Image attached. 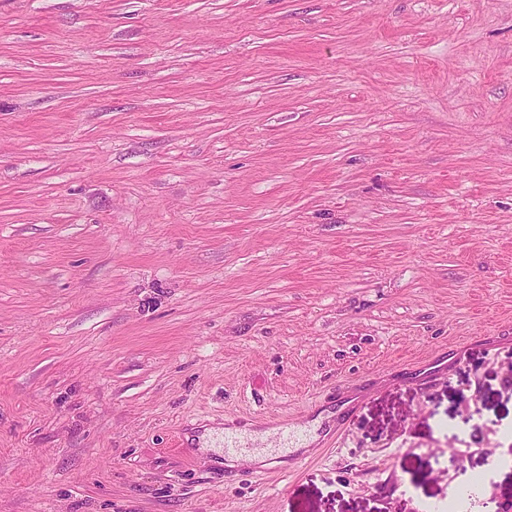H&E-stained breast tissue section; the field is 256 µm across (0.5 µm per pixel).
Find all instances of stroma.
Listing matches in <instances>:
<instances>
[{
  "instance_id": "stroma-1",
  "label": "stroma",
  "mask_w": 512,
  "mask_h": 512,
  "mask_svg": "<svg viewBox=\"0 0 512 512\" xmlns=\"http://www.w3.org/2000/svg\"><path fill=\"white\" fill-rule=\"evenodd\" d=\"M511 498L512 0H0V512Z\"/></svg>"
}]
</instances>
